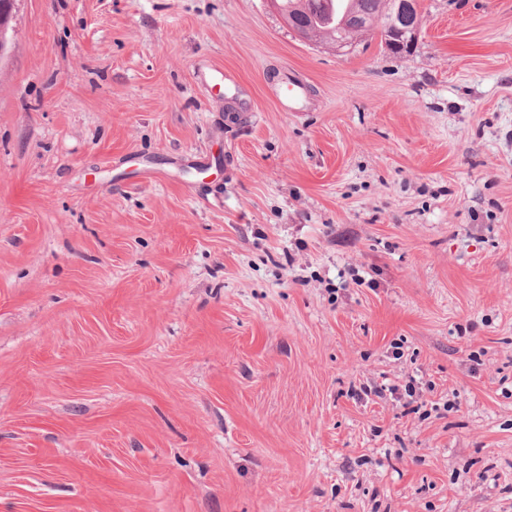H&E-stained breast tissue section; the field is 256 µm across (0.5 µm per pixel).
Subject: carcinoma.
I'll list each match as a JSON object with an SVG mask.
<instances>
[{
	"label": "carcinoma",
	"instance_id": "1",
	"mask_svg": "<svg viewBox=\"0 0 512 512\" xmlns=\"http://www.w3.org/2000/svg\"><path fill=\"white\" fill-rule=\"evenodd\" d=\"M315 0H280V14L288 26L304 23L314 39L326 44L351 45L367 35L381 33V44L390 54L411 53L413 47H397L388 40L395 21L394 0H332L328 7L310 9Z\"/></svg>",
	"mask_w": 512,
	"mask_h": 512
}]
</instances>
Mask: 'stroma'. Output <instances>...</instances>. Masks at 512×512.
<instances>
[{
    "instance_id": "obj_1",
    "label": "stroma",
    "mask_w": 512,
    "mask_h": 512,
    "mask_svg": "<svg viewBox=\"0 0 512 512\" xmlns=\"http://www.w3.org/2000/svg\"><path fill=\"white\" fill-rule=\"evenodd\" d=\"M420 5L18 0L0 512H512V0ZM266 1L280 9V14L289 27H292L295 21H300L307 26L315 40L326 44L346 42L351 47L363 37L380 31L384 49L397 56L411 53L415 42L412 46L407 45L403 48L391 42L412 38L416 40L421 29L418 0H329L332 1L331 6L313 11L310 5L321 0H279L280 4L278 0ZM394 1L403 24L390 31V24L395 21ZM347 15H359L367 22V26L357 29L344 25V18ZM292 30L299 37L305 38L306 33L301 29L292 27Z\"/></svg>"
}]
</instances>
